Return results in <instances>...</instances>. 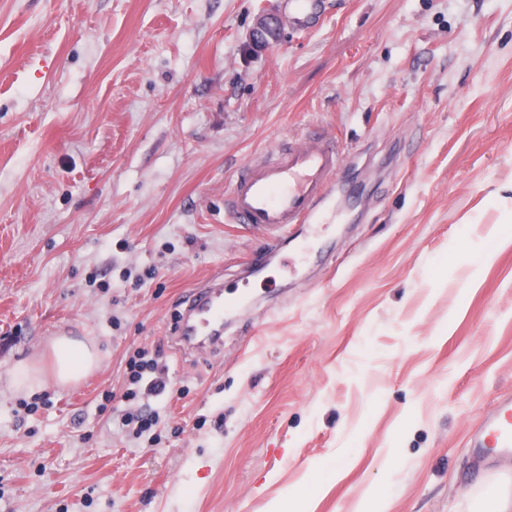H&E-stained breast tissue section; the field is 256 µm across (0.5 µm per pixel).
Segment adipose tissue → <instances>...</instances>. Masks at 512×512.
<instances>
[{
    "instance_id": "adipose-tissue-1",
    "label": "adipose tissue",
    "mask_w": 512,
    "mask_h": 512,
    "mask_svg": "<svg viewBox=\"0 0 512 512\" xmlns=\"http://www.w3.org/2000/svg\"><path fill=\"white\" fill-rule=\"evenodd\" d=\"M49 350L48 366L24 362L14 368L10 383L15 390H33L48 377L59 386H69L91 373L101 360L100 351L94 342L68 336L55 338Z\"/></svg>"
}]
</instances>
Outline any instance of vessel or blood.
<instances>
[{
    "label": "vessel or blood",
    "mask_w": 512,
    "mask_h": 512,
    "mask_svg": "<svg viewBox=\"0 0 512 512\" xmlns=\"http://www.w3.org/2000/svg\"><path fill=\"white\" fill-rule=\"evenodd\" d=\"M345 162L343 151L317 130L300 140L281 141L263 160L238 170L224 193V211L236 223L263 232L273 243L296 224L310 225L314 235H321L326 225L318 208ZM178 332L187 343L221 340L222 291L195 303ZM477 446L512 452V397L502 400L486 417Z\"/></svg>",
    "instance_id": "b4317fda"
}]
</instances>
